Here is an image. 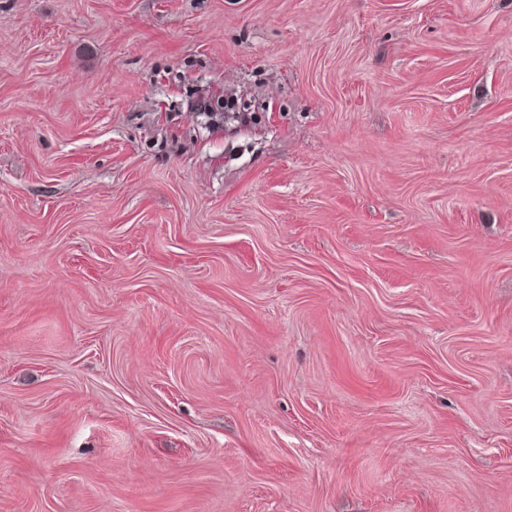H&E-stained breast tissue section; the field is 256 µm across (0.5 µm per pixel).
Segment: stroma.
<instances>
[{
  "label": "stroma",
  "mask_w": 512,
  "mask_h": 512,
  "mask_svg": "<svg viewBox=\"0 0 512 512\" xmlns=\"http://www.w3.org/2000/svg\"><path fill=\"white\" fill-rule=\"evenodd\" d=\"M0 512H512V0H0Z\"/></svg>",
  "instance_id": "1"
}]
</instances>
